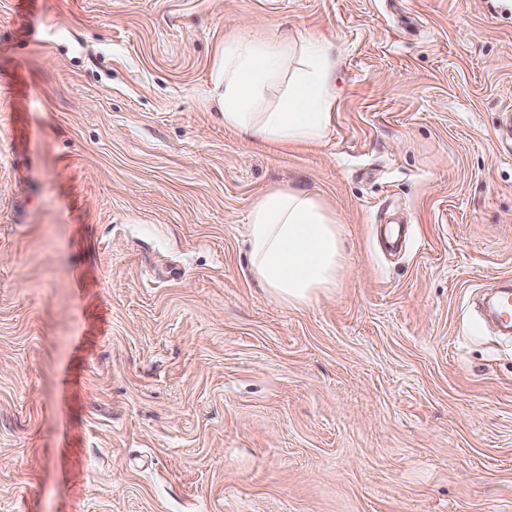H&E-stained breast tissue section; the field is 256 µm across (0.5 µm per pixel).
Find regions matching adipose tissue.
I'll return each instance as SVG.
<instances>
[{
  "instance_id": "adipose-tissue-1",
  "label": "adipose tissue",
  "mask_w": 512,
  "mask_h": 512,
  "mask_svg": "<svg viewBox=\"0 0 512 512\" xmlns=\"http://www.w3.org/2000/svg\"><path fill=\"white\" fill-rule=\"evenodd\" d=\"M288 86L262 108L280 77ZM215 90L224 126L252 143L317 145L333 123L336 61L329 44L312 35L263 41L248 31L226 37L218 53ZM246 237L253 275L289 306L333 290L344 268L343 237L334 216L310 193L273 189L252 204Z\"/></svg>"
}]
</instances>
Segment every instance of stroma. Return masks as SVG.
I'll return each mask as SVG.
<instances>
[{
  "label": "stroma",
  "instance_id": "35a3bbf8",
  "mask_svg": "<svg viewBox=\"0 0 512 512\" xmlns=\"http://www.w3.org/2000/svg\"><path fill=\"white\" fill-rule=\"evenodd\" d=\"M336 53L317 146L241 140L227 34ZM512 0H0V512H512ZM343 231L287 306L245 221ZM246 237L253 275L288 306L304 305L338 283L343 237L324 204L299 189H273L252 204Z\"/></svg>",
  "mask_w": 512,
  "mask_h": 512
}]
</instances>
